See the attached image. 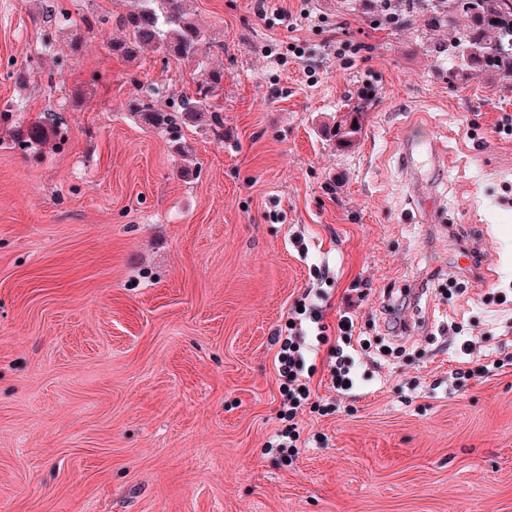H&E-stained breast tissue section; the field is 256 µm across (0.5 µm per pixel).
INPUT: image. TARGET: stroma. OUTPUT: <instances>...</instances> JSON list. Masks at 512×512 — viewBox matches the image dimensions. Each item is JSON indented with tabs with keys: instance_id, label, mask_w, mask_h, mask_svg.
Returning a JSON list of instances; mask_svg holds the SVG:
<instances>
[{
	"instance_id": "stroma-1",
	"label": "stroma",
	"mask_w": 512,
	"mask_h": 512,
	"mask_svg": "<svg viewBox=\"0 0 512 512\" xmlns=\"http://www.w3.org/2000/svg\"><path fill=\"white\" fill-rule=\"evenodd\" d=\"M185 5L195 66L113 54L129 0H0V109L66 128L31 148L0 123V512H512V366L448 383L451 322L512 352V91L449 79L447 31L373 29L341 0ZM64 11L109 21L78 35ZM340 39L367 49L337 59ZM215 67L223 139L188 124L184 157L130 112ZM367 89L340 148L322 126ZM425 139L436 160L407 168L403 145ZM453 234L486 249L488 286L431 287L394 336L402 290L460 277ZM322 264L327 324L369 286L372 347L352 400L319 354L313 400L337 410L299 416L288 459L266 447L282 426L270 336Z\"/></svg>"
}]
</instances>
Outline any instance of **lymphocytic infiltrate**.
I'll use <instances>...</instances> for the list:
<instances>
[{"label":"lymphocytic infiltrate","mask_w":512,"mask_h":512,"mask_svg":"<svg viewBox=\"0 0 512 512\" xmlns=\"http://www.w3.org/2000/svg\"><path fill=\"white\" fill-rule=\"evenodd\" d=\"M328 299L326 292L305 291L294 301L285 325L274 329L271 334V342L277 348L275 367L281 393L280 418L285 426L269 440L268 446L282 454L294 453L298 448L297 417L311 401V384L321 346L330 348L328 373L336 392L352 394L358 384L354 353L366 349L367 344L356 333L352 309L340 313L335 326L326 324ZM460 350L464 361L452 373L459 389L470 380L485 377L504 365H512L511 354L504 357L477 354L476 344L470 339L462 342Z\"/></svg>","instance_id":"f902f5d3"}]
</instances>
